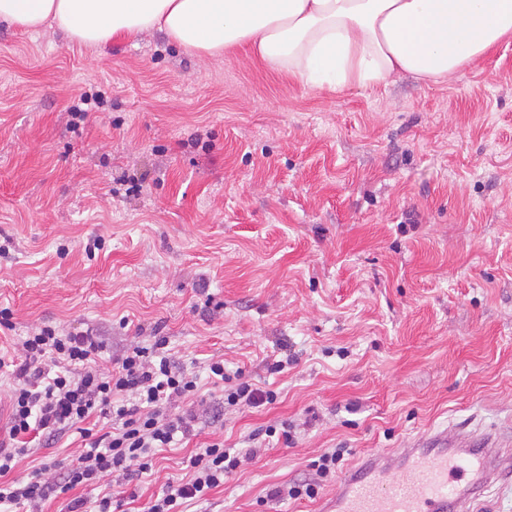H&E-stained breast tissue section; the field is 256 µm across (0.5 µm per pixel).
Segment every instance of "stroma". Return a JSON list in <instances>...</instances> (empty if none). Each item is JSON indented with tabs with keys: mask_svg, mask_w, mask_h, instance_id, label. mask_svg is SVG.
Instances as JSON below:
<instances>
[{
	"mask_svg": "<svg viewBox=\"0 0 512 512\" xmlns=\"http://www.w3.org/2000/svg\"><path fill=\"white\" fill-rule=\"evenodd\" d=\"M99 101L73 123L74 99ZM95 250H87V243ZM0 345L52 325L118 357L166 337L275 403L227 410L123 486L145 512L213 441L259 458L186 512H321L266 500L328 448L396 450L426 429L512 434V41L448 80L311 90L242 49L157 32L91 49L0 24ZM282 360L283 371L268 363ZM287 420L291 441L267 426ZM63 437L12 481L77 448Z\"/></svg>",
	"mask_w": 512,
	"mask_h": 512,
	"instance_id": "35a3bbf8",
	"label": "stroma"
}]
</instances>
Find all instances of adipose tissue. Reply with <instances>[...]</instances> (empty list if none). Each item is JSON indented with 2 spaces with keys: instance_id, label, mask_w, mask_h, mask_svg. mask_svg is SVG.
I'll return each instance as SVG.
<instances>
[{
  "instance_id": "obj_1",
  "label": "adipose tissue",
  "mask_w": 512,
  "mask_h": 512,
  "mask_svg": "<svg viewBox=\"0 0 512 512\" xmlns=\"http://www.w3.org/2000/svg\"><path fill=\"white\" fill-rule=\"evenodd\" d=\"M0 22L78 44L160 31L184 50L250 49L313 90L407 73L438 82L512 39V0H0Z\"/></svg>"
}]
</instances>
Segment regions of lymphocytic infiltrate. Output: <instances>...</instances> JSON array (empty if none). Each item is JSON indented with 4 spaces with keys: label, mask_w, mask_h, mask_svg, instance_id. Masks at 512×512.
<instances>
[{
    "label": "lymphocytic infiltrate",
    "mask_w": 512,
    "mask_h": 512,
    "mask_svg": "<svg viewBox=\"0 0 512 512\" xmlns=\"http://www.w3.org/2000/svg\"><path fill=\"white\" fill-rule=\"evenodd\" d=\"M166 346L162 336L132 344L110 368L103 359L107 345L92 331L62 334L42 326L15 343L12 356L0 355V369L7 371L0 390L11 408V443L0 448V512L21 506L39 512L52 493L107 478L123 484L151 471L157 449L198 435L200 417L185 402L197 394L199 377L177 364ZM206 370L220 389L225 408H255L277 399L274 391L244 380L242 370L227 369L223 357L211 358ZM179 403L184 406L180 412L175 409ZM94 418L111 419V430L90 427ZM70 432L79 435L81 444L56 482L7 481L17 460L31 454L30 436L49 443ZM256 455L253 449L244 455L230 452L219 441L207 444L190 459L193 477L168 484L160 497L149 502L147 512H181L185 503L205 501L209 491L235 474L244 458ZM344 456L341 448L325 451L314 463L313 479L275 486L269 498H316L335 480Z\"/></svg>",
    "instance_id": "lymphocytic-infiltrate-1"
}]
</instances>
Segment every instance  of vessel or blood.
Wrapping results in <instances>:
<instances>
[{
	"label": "vessel or blood",
	"mask_w": 512,
	"mask_h": 512,
	"mask_svg": "<svg viewBox=\"0 0 512 512\" xmlns=\"http://www.w3.org/2000/svg\"><path fill=\"white\" fill-rule=\"evenodd\" d=\"M508 443L496 432H425L399 452L363 456L328 512H470L490 472L512 477Z\"/></svg>",
	"instance_id": "obj_1"
}]
</instances>
